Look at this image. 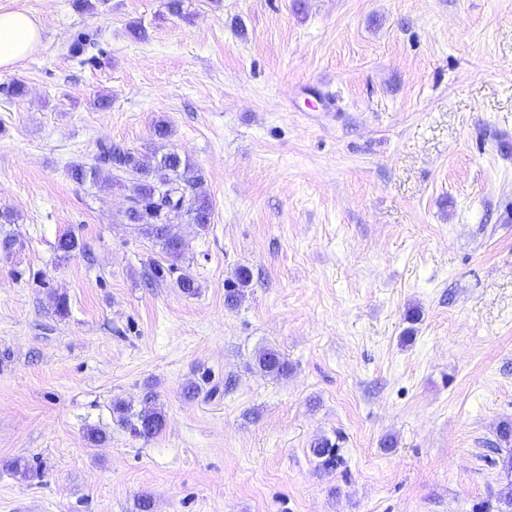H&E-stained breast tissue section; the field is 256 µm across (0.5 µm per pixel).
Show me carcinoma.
I'll return each mask as SVG.
<instances>
[{
	"label": "carcinoma",
	"instance_id": "obj_1",
	"mask_svg": "<svg viewBox=\"0 0 512 512\" xmlns=\"http://www.w3.org/2000/svg\"><path fill=\"white\" fill-rule=\"evenodd\" d=\"M93 46L94 34L79 32L73 37L70 50L74 54H82ZM115 171L137 177L136 197L134 205L126 212L127 220L140 225L142 231L155 239L170 258L177 260L182 255V246L170 234L169 226L173 220L186 217L202 231L211 224L212 208L206 198L197 197L190 208H185L187 189L202 184L203 178L201 172L179 153L170 151L147 155L104 144L100 146L95 163L90 166L73 165L71 177L78 183L89 181L97 184L111 180ZM250 283V271L245 267L238 268L234 279L225 288V303L231 307L238 306L244 297V289ZM256 366L267 376L278 378L288 374V361L273 348L259 353ZM112 420L132 436L144 440L158 436L164 426V415L150 392L143 398L138 411L121 401L113 403ZM311 452L325 467L334 466L338 460L336 444L326 437L315 439ZM485 512H512V484L490 493Z\"/></svg>",
	"mask_w": 512,
	"mask_h": 512
}]
</instances>
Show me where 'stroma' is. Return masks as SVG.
Instances as JSON below:
<instances>
[{
  "label": "stroma",
  "mask_w": 512,
  "mask_h": 512,
  "mask_svg": "<svg viewBox=\"0 0 512 512\" xmlns=\"http://www.w3.org/2000/svg\"><path fill=\"white\" fill-rule=\"evenodd\" d=\"M93 2L0 0L41 25L0 69V512H479L512 423V0ZM110 141L201 170L180 259L127 223L131 175L71 179ZM149 391L143 440L112 404ZM250 283V271L245 267L238 268L234 274V280H230L225 288V303L231 307L238 306L244 297V289L248 288ZM256 366L267 376L278 378L288 374V361L273 348H266L259 353ZM112 420L132 436L144 440L158 436L164 426V415L151 392L145 395L138 411H133L131 406L121 401L113 403ZM311 452L319 460L320 465L332 467L338 460L336 444L326 437H319L311 445Z\"/></svg>",
  "instance_id": "stroma-1"
}]
</instances>
